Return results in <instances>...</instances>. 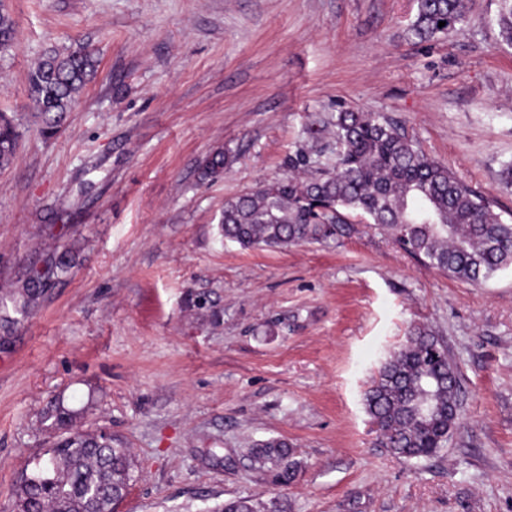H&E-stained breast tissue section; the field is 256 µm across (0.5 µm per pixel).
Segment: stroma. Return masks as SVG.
I'll list each match as a JSON object with an SVG mask.
<instances>
[{"mask_svg":"<svg viewBox=\"0 0 512 512\" xmlns=\"http://www.w3.org/2000/svg\"><path fill=\"white\" fill-rule=\"evenodd\" d=\"M0 113L22 138L0 170V293L56 243L70 276L0 347V512L52 447L54 399L75 427L123 437L136 468L119 512H214L239 498L288 512H512V267L448 277L353 221L339 243L244 249L225 201L314 152L307 129L387 112L512 222V46L498 0L411 36L417 0H6ZM84 43L98 72L66 127L29 118L27 73ZM231 163L202 178L215 150ZM416 325L457 368L460 425L429 459L380 447L363 393ZM278 438L293 482L253 469ZM15 41V23L8 6L0 1V53L9 51Z\"/></svg>","mask_w":512,"mask_h":512,"instance_id":"1","label":"stroma"}]
</instances>
